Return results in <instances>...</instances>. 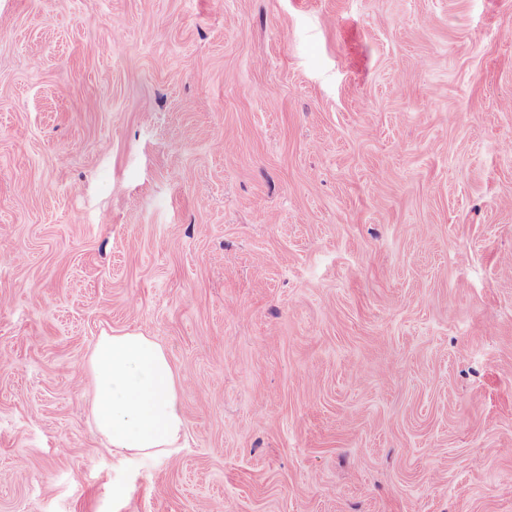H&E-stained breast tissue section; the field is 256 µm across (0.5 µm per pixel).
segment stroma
<instances>
[{"label":"stroma","instance_id":"35a3bbf8","mask_svg":"<svg viewBox=\"0 0 512 512\" xmlns=\"http://www.w3.org/2000/svg\"><path fill=\"white\" fill-rule=\"evenodd\" d=\"M507 141L512 0H0V512H512ZM90 368L95 425L112 448L146 456L179 448V378L158 342L131 332L100 336Z\"/></svg>","mask_w":512,"mask_h":512}]
</instances>
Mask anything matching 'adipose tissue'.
Returning a JSON list of instances; mask_svg holds the SVG:
<instances>
[{
	"mask_svg": "<svg viewBox=\"0 0 512 512\" xmlns=\"http://www.w3.org/2000/svg\"><path fill=\"white\" fill-rule=\"evenodd\" d=\"M90 368L95 425L112 448L148 456L179 447V378L158 342L131 332L100 336Z\"/></svg>",
	"mask_w": 512,
	"mask_h": 512,
	"instance_id": "obj_1",
	"label": "adipose tissue"
}]
</instances>
